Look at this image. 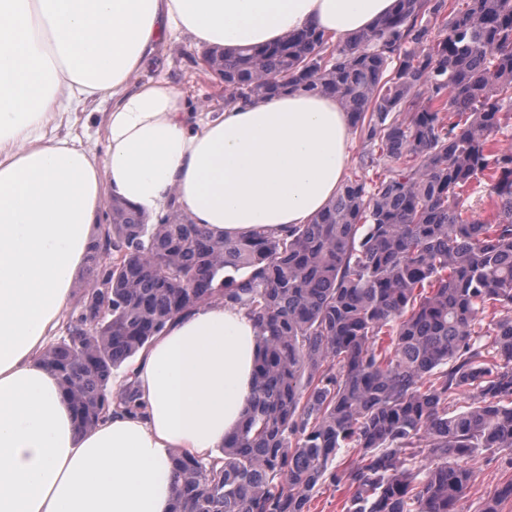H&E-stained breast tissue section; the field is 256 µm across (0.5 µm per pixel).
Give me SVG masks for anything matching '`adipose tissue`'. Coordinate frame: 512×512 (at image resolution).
Listing matches in <instances>:
<instances>
[{
	"instance_id": "ef3b65f1",
	"label": "adipose tissue",
	"mask_w": 512,
	"mask_h": 512,
	"mask_svg": "<svg viewBox=\"0 0 512 512\" xmlns=\"http://www.w3.org/2000/svg\"><path fill=\"white\" fill-rule=\"evenodd\" d=\"M396 0H0V512H172L173 451L218 456L250 407L260 329L216 301L140 351V408L82 431L42 359L106 199L170 202L214 237L305 224L351 155L347 113L293 89L190 112L143 73L181 40L233 51L309 27L343 42ZM107 104L102 151L72 132Z\"/></svg>"
}]
</instances>
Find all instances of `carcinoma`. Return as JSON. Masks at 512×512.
<instances>
[{"label": "carcinoma", "instance_id": "obj_1", "mask_svg": "<svg viewBox=\"0 0 512 512\" xmlns=\"http://www.w3.org/2000/svg\"><path fill=\"white\" fill-rule=\"evenodd\" d=\"M202 62L226 107L288 88L337 98L359 160L277 235L215 239L174 203L150 224L112 200L88 258H110L95 277L112 311L88 319L81 291L45 354L81 425L138 409L114 370L221 299L260 328L254 396L222 456L174 453V512H310L328 481L342 512H461L468 460L512 456V152L496 140L512 127V0H398L345 42L307 28ZM481 179L495 212L467 219ZM508 498L512 481L480 512Z\"/></svg>", "mask_w": 512, "mask_h": 512}]
</instances>
